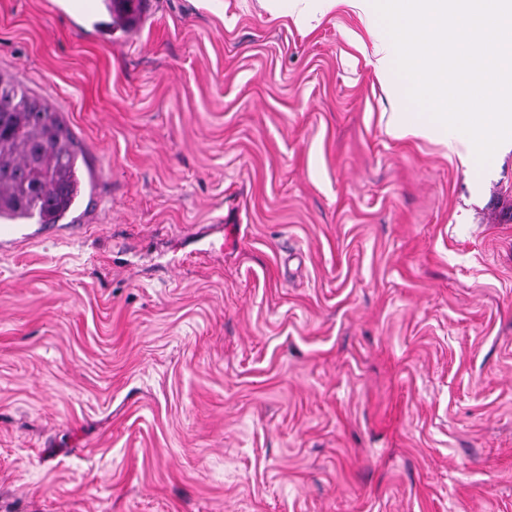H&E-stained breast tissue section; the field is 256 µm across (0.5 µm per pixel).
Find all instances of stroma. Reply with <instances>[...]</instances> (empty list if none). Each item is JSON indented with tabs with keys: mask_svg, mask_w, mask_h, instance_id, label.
I'll use <instances>...</instances> for the list:
<instances>
[{
	"mask_svg": "<svg viewBox=\"0 0 512 512\" xmlns=\"http://www.w3.org/2000/svg\"><path fill=\"white\" fill-rule=\"evenodd\" d=\"M96 2L0 0L89 171L0 251V512H512V151L391 137L343 0Z\"/></svg>",
	"mask_w": 512,
	"mask_h": 512,
	"instance_id": "35a3bbf8",
	"label": "stroma"
}]
</instances>
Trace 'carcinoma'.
Here are the masks:
<instances>
[{"mask_svg":"<svg viewBox=\"0 0 512 512\" xmlns=\"http://www.w3.org/2000/svg\"><path fill=\"white\" fill-rule=\"evenodd\" d=\"M83 164L61 114L0 77V219L58 223L83 195Z\"/></svg>","mask_w":512,"mask_h":512,"instance_id":"1","label":"carcinoma"}]
</instances>
